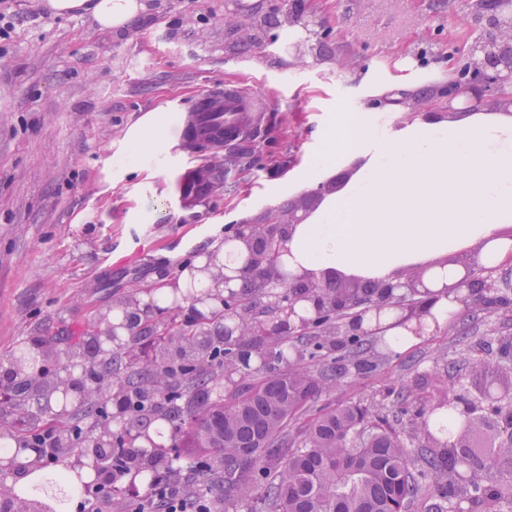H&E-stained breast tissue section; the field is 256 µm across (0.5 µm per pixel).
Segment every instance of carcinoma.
<instances>
[{
    "mask_svg": "<svg viewBox=\"0 0 512 512\" xmlns=\"http://www.w3.org/2000/svg\"><path fill=\"white\" fill-rule=\"evenodd\" d=\"M324 315L312 320L308 332L297 336L294 350L316 361L302 370L288 363L283 346L290 337L270 341L258 335L256 320L273 322L281 313L268 307L266 280L256 275L211 320L200 325L192 319L169 318L159 331L131 314L130 329L142 341L160 345L159 356L140 361L134 346L103 354L95 348L92 328L71 342L69 354L87 363L94 383L92 393L72 406L67 419L54 425L60 435L57 456L81 448L98 430L112 435L106 462L124 460L137 429L148 434L150 420H162L176 433L190 426L194 447L215 455L220 465L203 470L189 482V491L201 501L211 488L250 499L263 512H405L426 484L433 487L429 512H444L446 503L471 497L481 512L512 508V434L483 433L464 424L444 440L430 430V415L452 408L443 397L429 408L412 413V421L427 436L414 449L391 425L388 417L374 415L359 405L324 408L309 413L311 404L336 377L378 367L372 344L363 336L345 339L344 353L335 355L333 327L351 317L343 303L350 297L343 288H319ZM334 315L335 326L327 325ZM265 354L262 370L249 366L253 354ZM55 354H21L14 359L9 402L33 405L61 388L52 369ZM240 373V385L224 392V371ZM118 398L117 411L108 401ZM47 414L29 415L24 433L8 430L15 443L43 430ZM298 425L291 436L288 424ZM131 476L146 470H165L180 476L181 454L160 446L150 453L137 451Z\"/></svg>",
    "mask_w": 512,
    "mask_h": 512,
    "instance_id": "cac0c4a2",
    "label": "carcinoma"
}]
</instances>
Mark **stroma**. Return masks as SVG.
<instances>
[{
    "mask_svg": "<svg viewBox=\"0 0 512 512\" xmlns=\"http://www.w3.org/2000/svg\"><path fill=\"white\" fill-rule=\"evenodd\" d=\"M47 0H0L14 29L0 41V371L22 346L58 355L69 371L72 337L102 324L159 275L177 277L225 229L266 224L289 206L313 214L322 132L340 113L365 109L385 133L399 117L424 122L414 100L466 72L486 35L480 0H147L118 31L87 15L57 16ZM315 13L316 33L284 46L289 11ZM279 23L269 26L268 15ZM236 83L263 96L254 137L224 149V192L180 203L197 161L181 146L176 116L200 92ZM170 111L160 154L130 163L126 138L149 112ZM504 304L467 303L443 331L410 351H380V364L350 372L318 405L396 411L472 389L448 362L512 336Z\"/></svg>",
    "mask_w": 512,
    "mask_h": 512,
    "instance_id": "obj_1",
    "label": "stroma"
}]
</instances>
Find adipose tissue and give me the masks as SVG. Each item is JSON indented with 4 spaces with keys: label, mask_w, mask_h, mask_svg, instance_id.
<instances>
[{
    "label": "adipose tissue",
    "mask_w": 512,
    "mask_h": 512,
    "mask_svg": "<svg viewBox=\"0 0 512 512\" xmlns=\"http://www.w3.org/2000/svg\"><path fill=\"white\" fill-rule=\"evenodd\" d=\"M58 16L88 14L99 28L119 29L145 11V0H48ZM366 156L345 188L329 195L288 236L285 267L295 277L321 281L337 270L368 281H393L424 265L430 290L422 307L423 333L442 330L462 308L470 289L464 269L447 263L449 252L476 250L485 267L512 263V239L500 234L512 223V129L494 123L409 127L380 139L369 113H344L323 134L317 166L337 158ZM247 246L236 235L209 244L205 256L138 298L140 309L170 306L174 287L194 283V305L209 310L224 294V269L241 268ZM388 350L402 353L418 343L405 312L364 319ZM422 333V334H423Z\"/></svg>",
    "instance_id": "obj_1"
}]
</instances>
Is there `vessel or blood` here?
<instances>
[{"instance_id":"b4317fda","label":"vessel or blood","mask_w":512,"mask_h":512,"mask_svg":"<svg viewBox=\"0 0 512 512\" xmlns=\"http://www.w3.org/2000/svg\"><path fill=\"white\" fill-rule=\"evenodd\" d=\"M256 93L237 85H224L201 93L192 113L183 119L180 136L188 138L204 129L222 131L225 143L231 144L260 129L263 119Z\"/></svg>"}]
</instances>
